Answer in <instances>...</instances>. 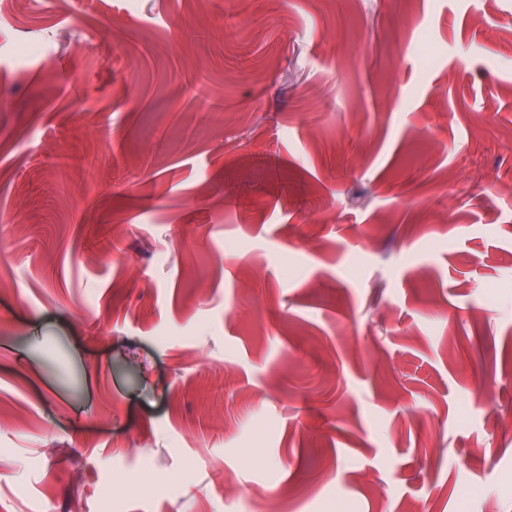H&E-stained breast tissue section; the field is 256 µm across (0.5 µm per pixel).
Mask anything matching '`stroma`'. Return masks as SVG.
Masks as SVG:
<instances>
[{"label": "stroma", "instance_id": "1", "mask_svg": "<svg viewBox=\"0 0 512 512\" xmlns=\"http://www.w3.org/2000/svg\"><path fill=\"white\" fill-rule=\"evenodd\" d=\"M511 17L0 0V512H512Z\"/></svg>", "mask_w": 512, "mask_h": 512}]
</instances>
